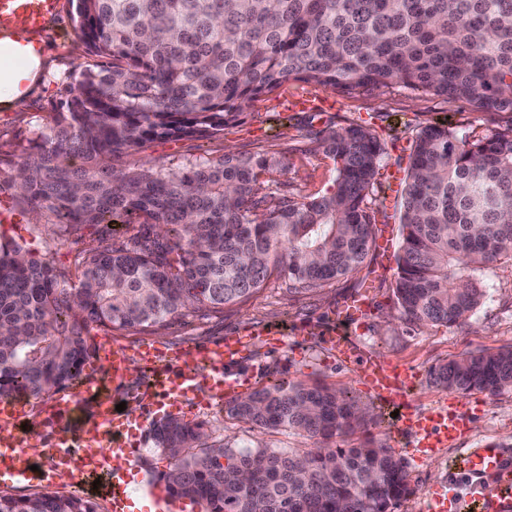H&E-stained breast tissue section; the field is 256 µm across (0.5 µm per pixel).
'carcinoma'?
<instances>
[{"label": "carcinoma", "mask_w": 512, "mask_h": 512, "mask_svg": "<svg viewBox=\"0 0 512 512\" xmlns=\"http://www.w3.org/2000/svg\"><path fill=\"white\" fill-rule=\"evenodd\" d=\"M75 31L107 62L80 69L37 152L10 177L68 234L101 224L75 275L0 235V395L74 383L88 336L164 325L256 293L281 268L297 291L357 271L376 238L367 198L383 148L359 124L322 132L336 179L325 195L273 202L263 175L288 158L226 154L176 169L112 161L159 140L210 141L255 98L293 79L334 91L398 81L512 112V0H76ZM136 215L131 245L111 224ZM394 293L402 315L452 326L512 262V135L421 129L398 203ZM441 389H512V346L434 367ZM231 417L324 442L366 423L348 390L274 380L226 404ZM152 439L169 493L204 512H389L412 493L393 449L250 448L168 418ZM0 512H97L82 495H0Z\"/></svg>", "instance_id": "carcinoma-1"}]
</instances>
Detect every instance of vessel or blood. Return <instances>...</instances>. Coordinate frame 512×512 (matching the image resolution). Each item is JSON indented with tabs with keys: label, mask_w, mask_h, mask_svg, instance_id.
Wrapping results in <instances>:
<instances>
[{
	"label": "vessel or blood",
	"mask_w": 512,
	"mask_h": 512,
	"mask_svg": "<svg viewBox=\"0 0 512 512\" xmlns=\"http://www.w3.org/2000/svg\"><path fill=\"white\" fill-rule=\"evenodd\" d=\"M59 9L60 0H0V39L10 38L25 52H40V37ZM365 309L363 294L349 297L337 309L336 327L327 341L342 362L355 367L379 402L405 404L413 376L373 356L351 336ZM251 344V336H227L170 356L152 344L132 352L119 344L110 348L93 344L79 380L54 398L45 417L56 434L43 464H36L29 454L31 437L19 428L30 417L28 396L18 392L0 397V479L35 480L54 487L65 479L80 485L101 475L111 512H129L128 486L138 450L122 446L121 441L142 435L147 421L118 411L119 401L134 400L159 410L190 404L203 395L234 397L240 389L235 371ZM135 362L153 369V386L130 384V366ZM467 425V418L457 410L438 405L418 416L403 413L398 432L413 434L414 447L432 450L449 447ZM454 474L463 480V489L435 497L428 512H512L511 451L492 442L460 449Z\"/></svg>",
	"instance_id": "b4317fda"
}]
</instances>
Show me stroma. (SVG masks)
<instances>
[{
  "instance_id": "35a3bbf8",
  "label": "stroma",
  "mask_w": 512,
  "mask_h": 512,
  "mask_svg": "<svg viewBox=\"0 0 512 512\" xmlns=\"http://www.w3.org/2000/svg\"><path fill=\"white\" fill-rule=\"evenodd\" d=\"M69 0H60V12L45 38L51 60L43 74V92L13 111L0 110V175L15 169L30 139L45 129L53 112L59 111L65 87L78 75L79 65L94 63L76 34ZM449 123L459 137L477 139L512 131V112H487L465 99L414 92L401 83L385 84L357 92L332 91L302 81L285 82L274 92L254 100L241 122L227 126L223 137L196 148L188 140H158L134 155V162H149L158 170L177 168L187 160L226 153L286 155L287 173H273L269 186L277 196L308 201L329 191L336 177L333 161L320 145L319 134L328 128L352 123L368 126L384 148L377 179L388 185L393 172L403 171L416 133L424 126ZM395 190L387 192L385 206L394 209ZM26 221L11 225L13 237L27 243L34 255L47 258L57 267L74 271L80 255L95 248L96 227H82L66 239L53 232L54 213L46 207L27 205L16 199ZM395 256L379 250L370 252L362 267L315 292L289 288L287 272L276 270L262 289L242 304L225 306L219 312L192 313L164 327L113 330L111 337L135 346L157 341L168 348L201 345L249 327H277L287 331L288 348L256 340L237 372H258L259 384L288 379L333 389H350L370 406V422L337 438L344 448L374 443L394 448L409 474L412 493L396 502L390 512H426L435 492L448 489V464L458 449L474 448L494 441L512 442V390L497 394L472 391L460 394L433 386L432 367L468 353L494 351L512 345V265L500 264L491 273L482 304L465 321L453 326H423L401 319L394 296ZM366 292L368 307L357 342L387 361L413 369L418 383L409 397L417 412L436 402H455L469 418L467 429L453 445L439 453L413 457L407 443H393L389 426L392 412L358 384L351 368L342 365L330 351L325 333L337 306L347 297ZM181 421L204 424L211 440L233 448H314L317 440L288 430H266L227 415L221 403L192 406L180 413ZM168 460L150 437L139 441L134 491L151 496Z\"/></svg>"
}]
</instances>
